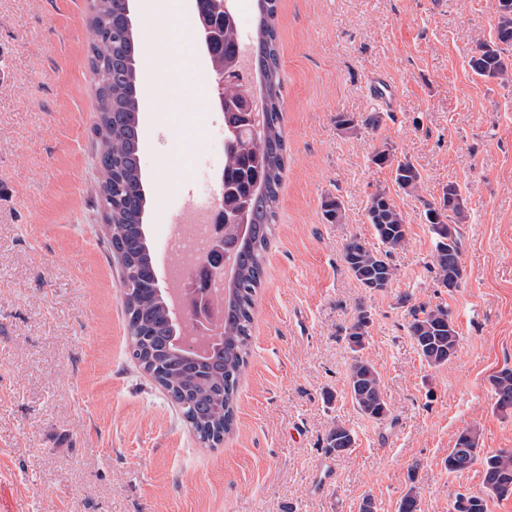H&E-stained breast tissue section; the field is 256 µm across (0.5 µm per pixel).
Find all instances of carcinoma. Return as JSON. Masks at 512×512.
Masks as SVG:
<instances>
[{
  "label": "carcinoma",
  "instance_id": "1",
  "mask_svg": "<svg viewBox=\"0 0 512 512\" xmlns=\"http://www.w3.org/2000/svg\"><path fill=\"white\" fill-rule=\"evenodd\" d=\"M257 36L254 70L262 78L264 132L235 118L238 147L224 153L225 241L236 244L237 275L216 302L224 308L220 343L209 361L195 362L185 349L173 346V316L157 291L155 258L145 231L148 201L142 182L141 128L138 70L142 51L133 32L129 0H91L89 9L88 66L94 77L98 120L94 126L99 171L96 207L106 226L112 255L120 263V288L124 295L128 356L148 373L177 406L199 441L213 446L233 430L238 384L250 356L255 296L264 276L265 254L276 220L279 190L286 162L283 136L282 82L275 18L278 0H255ZM499 21L495 36L479 46L469 65L481 77L512 79V0H497ZM242 50L238 28L224 23L215 38L210 76L215 90L222 91L226 107H237L236 85L224 80ZM376 165H390L394 182L405 191L420 188L421 174L406 157L388 149L373 156ZM248 218L243 235L235 232L238 214ZM324 213L331 224L345 220L339 198L325 201ZM434 235V269L445 288L461 284L460 224L465 200L457 185L443 191L440 207L425 214ZM367 218L383 248L376 250L360 237H351L343 247V262L351 275L371 290L388 287L396 276L389 261L391 252L406 242V222L386 193L370 200ZM369 321L359 314L345 330L344 340L355 353L348 375L350 397L357 411L381 421L389 416L380 374L360 355L365 347ZM408 333L419 356L430 366L448 363L458 350L459 333L448 309L441 306L412 313ZM494 408L512 412V369L504 368L491 378ZM354 432L341 422L325 434V448L345 452L354 447ZM482 465L484 487L499 498L512 495V449L479 457L478 436L465 431L457 436L448 454L450 473H461L474 463ZM453 512H487L485 498L460 494Z\"/></svg>",
  "mask_w": 512,
  "mask_h": 512
}]
</instances>
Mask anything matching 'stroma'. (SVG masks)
Segmentation results:
<instances>
[{"mask_svg": "<svg viewBox=\"0 0 512 512\" xmlns=\"http://www.w3.org/2000/svg\"><path fill=\"white\" fill-rule=\"evenodd\" d=\"M88 0H0V512H452L458 494H488L481 465L448 472L457 435L482 453L512 448V415L490 378L512 368V82L469 60L498 23L496 0H279L287 163L278 223L256 297L252 356L233 433L201 447L160 386L127 354L119 271L94 205L96 120L88 67ZM395 96L384 111L371 87ZM146 231L160 247L161 211L176 212L207 167L199 138L223 113L174 52L140 74ZM379 114L377 126L364 120ZM358 119L339 129L338 116ZM390 149L422 183L400 189ZM465 199L459 288L433 268L425 220L448 183ZM386 192L407 241L388 288H362L342 260L353 236L377 246L367 218ZM339 198L343 223L323 204ZM443 306L460 336L431 367L408 333L413 310ZM371 315L363 354L390 414L360 415L348 394L344 330ZM352 428L348 451L323 440ZM373 163L376 165H393L394 182L404 191H418L421 184V174L418 168L406 157L398 158L389 149L374 154ZM325 448L329 452H345L354 447L356 437L354 432L341 422L334 423L325 434Z\"/></svg>", "mask_w": 512, "mask_h": 512, "instance_id": "obj_1", "label": "stroma"}]
</instances>
